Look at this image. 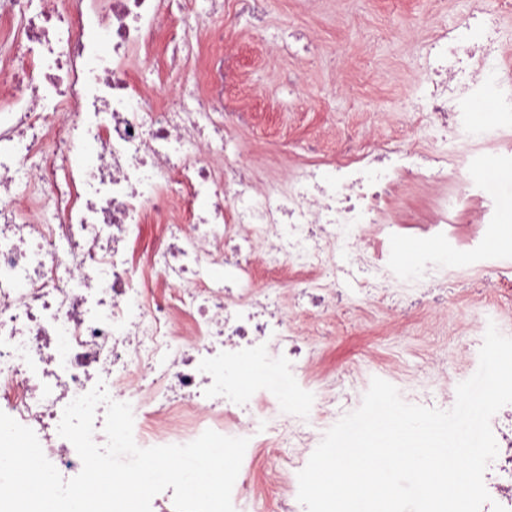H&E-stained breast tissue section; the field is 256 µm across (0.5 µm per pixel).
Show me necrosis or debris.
I'll list each match as a JSON object with an SVG mask.
<instances>
[{
	"instance_id": "obj_1",
	"label": "necrosis or debris",
	"mask_w": 512,
	"mask_h": 512,
	"mask_svg": "<svg viewBox=\"0 0 512 512\" xmlns=\"http://www.w3.org/2000/svg\"><path fill=\"white\" fill-rule=\"evenodd\" d=\"M163 2L0 0V411L33 429L67 479L82 462L58 434L63 410L101 383L142 414L138 446L208 429L248 438L233 502L266 486L268 512H305L297 475L369 368L317 372L336 317L445 311L474 276L512 287V257L486 247L512 236V201L468 177L487 149L512 169V132L468 115L489 95L512 113V35L476 11L430 44L405 106L421 146H352L338 164L315 159L260 185L234 134L249 115L225 110L223 55L210 59L207 100L156 89L180 67L162 47ZM403 181L446 184L428 224L389 215ZM472 211L481 231L460 239ZM412 233L427 243L410 279L397 244ZM461 249L463 267L444 262ZM462 321L468 366L488 325L512 335V306L479 298ZM415 341L430 355L397 373L399 393L455 399L447 321ZM253 362L275 363L280 388L241 390L236 371ZM490 425L498 454L481 512H512V404Z\"/></svg>"
}]
</instances>
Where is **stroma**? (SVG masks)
Returning <instances> with one entry per match:
<instances>
[{"label": "stroma", "mask_w": 512, "mask_h": 512, "mask_svg": "<svg viewBox=\"0 0 512 512\" xmlns=\"http://www.w3.org/2000/svg\"><path fill=\"white\" fill-rule=\"evenodd\" d=\"M225 2L224 53L237 78L224 96L251 115L237 137L264 181L313 157L336 159L344 133L358 141L416 138L401 105L413 94L427 43L475 5L501 12L512 30L505 0H267L259 20L237 0ZM310 38L321 47L313 57L303 49ZM419 326L416 317L387 329L339 323L325 363L415 366L423 356L413 341Z\"/></svg>", "instance_id": "obj_1"}]
</instances>
